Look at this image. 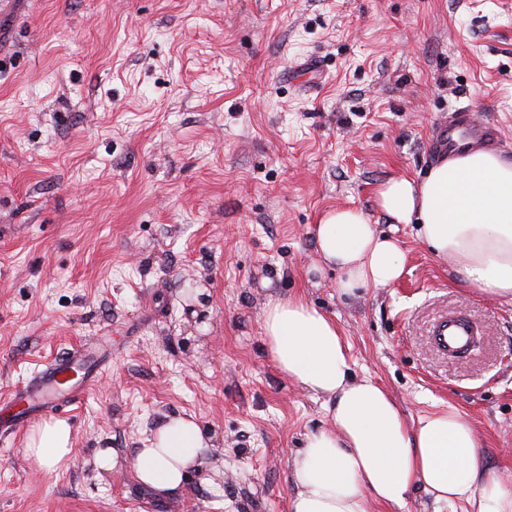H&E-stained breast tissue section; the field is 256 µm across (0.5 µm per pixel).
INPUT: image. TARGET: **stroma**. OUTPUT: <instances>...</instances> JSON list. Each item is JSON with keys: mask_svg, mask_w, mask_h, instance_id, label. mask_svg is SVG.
Listing matches in <instances>:
<instances>
[{"mask_svg": "<svg viewBox=\"0 0 512 512\" xmlns=\"http://www.w3.org/2000/svg\"><path fill=\"white\" fill-rule=\"evenodd\" d=\"M321 60L314 83L288 75ZM512 158V0H15L0 18V421L44 363L101 337L112 358L64 419L75 455L30 463L0 437V512H288L290 465L320 400L262 336L269 300L340 328L357 376L407 422L455 408L512 482V304L463 286L413 224L378 208L437 162L458 104ZM362 210L405 255L352 298L314 226ZM483 327L474 354L429 343L440 314ZM193 415L203 463L164 498L132 449ZM115 464H97L100 449Z\"/></svg>", "mask_w": 512, "mask_h": 512, "instance_id": "obj_1", "label": "stroma"}]
</instances>
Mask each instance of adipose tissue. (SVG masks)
<instances>
[{
	"instance_id": "adipose-tissue-1",
	"label": "adipose tissue",
	"mask_w": 512,
	"mask_h": 512,
	"mask_svg": "<svg viewBox=\"0 0 512 512\" xmlns=\"http://www.w3.org/2000/svg\"><path fill=\"white\" fill-rule=\"evenodd\" d=\"M378 207L452 261L464 286L512 303V158L474 149L432 166L422 180L381 183ZM316 252L343 276L341 294L386 288L402 275L397 242L377 234L363 211L339 208L316 226ZM262 336L289 381L322 398L329 427L311 431L291 464L289 512H369L371 503L403 507L414 488L433 512H512V486L487 469L472 426L442 411L407 425L391 394L355 377L335 321L301 297L269 300ZM209 437L190 417L168 418L131 459L139 483L166 494L201 462ZM74 453L67 422L50 420L26 438L25 455L53 469Z\"/></svg>"
}]
</instances>
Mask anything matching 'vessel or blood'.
<instances>
[{"instance_id": "obj_1", "label": "vessel or blood", "mask_w": 512, "mask_h": 512, "mask_svg": "<svg viewBox=\"0 0 512 512\" xmlns=\"http://www.w3.org/2000/svg\"><path fill=\"white\" fill-rule=\"evenodd\" d=\"M499 136L488 122L477 120L470 105L455 107L447 122L439 124L431 141L435 154H451L469 147L497 144ZM477 328L461 315L438 317L431 328L433 347L444 356L465 352ZM104 355L103 348L87 347L57 356L45 369L31 378L22 390L14 393L12 403L16 411L11 427H19L35 417L47 415L64 403H73L78 394L94 381Z\"/></svg>"}]
</instances>
